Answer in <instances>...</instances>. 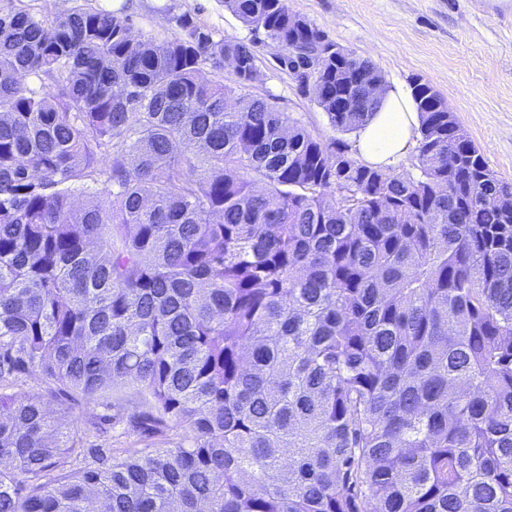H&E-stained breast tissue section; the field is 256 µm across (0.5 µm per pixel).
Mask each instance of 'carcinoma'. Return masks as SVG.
I'll return each instance as SVG.
<instances>
[{
  "label": "carcinoma",
  "mask_w": 512,
  "mask_h": 512,
  "mask_svg": "<svg viewBox=\"0 0 512 512\" xmlns=\"http://www.w3.org/2000/svg\"><path fill=\"white\" fill-rule=\"evenodd\" d=\"M224 8L297 77L320 29ZM170 20L0 11V387L188 439L73 468L77 427L0 392V512H512L509 186L426 82L415 171L374 168L246 92L256 41ZM379 77L333 52L314 101L356 131Z\"/></svg>",
  "instance_id": "1"
}]
</instances>
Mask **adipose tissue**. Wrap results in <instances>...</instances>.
Listing matches in <instances>:
<instances>
[{"label":"adipose tissue","instance_id":"1","mask_svg":"<svg viewBox=\"0 0 512 512\" xmlns=\"http://www.w3.org/2000/svg\"><path fill=\"white\" fill-rule=\"evenodd\" d=\"M419 126L410 90L401 85L388 87L372 118L357 130L353 150L367 165L397 168L414 147Z\"/></svg>","mask_w":512,"mask_h":512}]
</instances>
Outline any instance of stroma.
<instances>
[{"instance_id": "1", "label": "stroma", "mask_w": 512, "mask_h": 512, "mask_svg": "<svg viewBox=\"0 0 512 512\" xmlns=\"http://www.w3.org/2000/svg\"><path fill=\"white\" fill-rule=\"evenodd\" d=\"M92 6L130 16L136 31L172 32L170 13H189L216 35L246 40L251 32L224 7V0H0V9L24 7L42 14ZM299 14L337 45L371 61L387 84L419 79L444 98L497 177L512 185V0H288ZM262 79L254 95L270 99L297 118L315 138L352 134L334 129L311 96L260 52ZM10 393L53 398L74 421L87 448L149 447L150 438L113 426L103 405L59 393L39 369L20 374Z\"/></svg>"}]
</instances>
